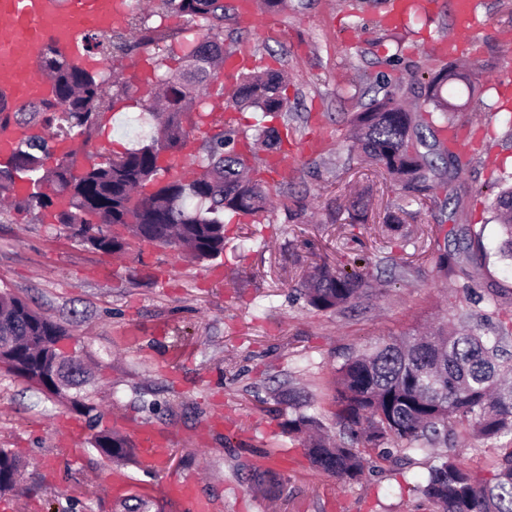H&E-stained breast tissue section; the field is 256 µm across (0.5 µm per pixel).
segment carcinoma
<instances>
[{
  "instance_id": "cac0c4a2",
  "label": "carcinoma",
  "mask_w": 512,
  "mask_h": 512,
  "mask_svg": "<svg viewBox=\"0 0 512 512\" xmlns=\"http://www.w3.org/2000/svg\"><path fill=\"white\" fill-rule=\"evenodd\" d=\"M185 18L186 25L202 26L206 33L186 43L176 68L157 66L145 90L144 110L160 112L157 125L140 147L120 155L92 160L79 175L73 172L74 153L63 154L52 169L44 167L48 154L45 138L32 133L0 164V200L21 209L50 210L58 222L83 229L99 225V237L90 245L104 253L126 252L149 243L178 251L190 250L199 262L214 261L224 254V214L259 218L269 210L261 183L249 177L247 151L224 114L210 109L209 86L224 67V0H162ZM185 29L153 26L138 11H130L126 26L110 32L91 33L92 46L105 58L130 54L148 45L175 43ZM40 72L55 85L54 98L10 106L0 101V129L17 126L29 130L38 122L57 121L55 137L89 140L102 115L128 95L129 85L109 82L96 71L73 67L56 56L51 45L42 49ZM467 80L455 63L440 67L428 81L424 104L447 115L454 108L441 96L442 88ZM285 76L276 70L240 76L231 94L240 108H254L268 115H288L282 89ZM382 97L351 118V137L359 145L363 161L384 169L401 184L404 204L389 213L390 231H400L407 207L437 199L436 191L448 190L444 204L459 201L453 183L467 170L471 158L428 138L423 128L427 117L416 120L399 96L384 83ZM223 124L199 150L190 149V132L184 126ZM254 140L268 151L279 148L281 135L274 126L257 128ZM168 154L170 163H159ZM197 169L188 180L170 173L178 158ZM498 189L490 202L499 221L501 255L512 260V174L498 173L487 189ZM439 271H455L457 258L437 249ZM366 282L357 271L331 270L322 265L301 285L309 306L319 311L337 310L360 299ZM481 315L489 326L484 333L474 315L456 313L448 323L422 336L395 338L362 354L353 355L336 369V425L334 440L316 435L319 422L301 412L284 422L294 438L308 436L303 444L311 465L346 484L365 473V455L404 465L410 453L448 445L458 428L481 440L512 437V357L504 343L512 339V309L493 294ZM65 328L33 310L24 300L0 293V336L14 337L7 353V370L24 378L38 375L44 391L54 393L56 367L49 353L51 336H65ZM89 444L101 457L119 461L127 456V440L111 431H98ZM22 463L9 449L0 448V494L15 489ZM432 512H512V448L491 468L478 472L446 454L435 456L425 483L415 487Z\"/></svg>"
}]
</instances>
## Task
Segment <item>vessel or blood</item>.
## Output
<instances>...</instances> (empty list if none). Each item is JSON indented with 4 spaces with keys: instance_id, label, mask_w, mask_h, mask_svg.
I'll return each instance as SVG.
<instances>
[{
    "instance_id": "vessel-or-blood-1",
    "label": "vessel or blood",
    "mask_w": 512,
    "mask_h": 512,
    "mask_svg": "<svg viewBox=\"0 0 512 512\" xmlns=\"http://www.w3.org/2000/svg\"><path fill=\"white\" fill-rule=\"evenodd\" d=\"M134 5L135 0H0V93L17 103L51 97V81L38 72L42 45L52 42L57 55L70 64L95 68L85 48V35L119 25ZM478 5L479 0H454L455 22L460 30L476 29ZM413 7L425 9V0H390L385 23L401 21ZM135 439L140 467L163 470L171 436L143 425L136 429ZM167 491L189 501L194 512H202L204 505L195 495L194 479H172Z\"/></svg>"
}]
</instances>
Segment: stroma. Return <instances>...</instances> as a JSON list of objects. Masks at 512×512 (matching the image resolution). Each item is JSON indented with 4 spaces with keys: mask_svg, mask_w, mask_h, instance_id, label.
<instances>
[{
    "mask_svg": "<svg viewBox=\"0 0 512 512\" xmlns=\"http://www.w3.org/2000/svg\"><path fill=\"white\" fill-rule=\"evenodd\" d=\"M396 28L381 24L386 0H288L275 30L265 13L253 22H224V47L246 44L262 67L287 72L288 119H274L285 173L268 171L269 153L253 149L250 164L271 195L261 228L227 220L224 256L197 263L169 248L144 244L123 255L97 251L39 210L0 208V292L11 293L65 328L76 355L92 370L78 393L99 418L46 397L0 368V448L23 463L21 486L5 495L8 512H127L144 499L147 512H183L166 486L189 475L212 512H431L416 493L428 457L382 464L355 484L313 469L284 433L290 410L274 390L293 386L302 413L336 433V370L349 354L423 330L498 294L512 308V262L499 254L500 229L486 196L465 200L464 221L480 226L485 261L471 264L469 280L437 271L433 253L453 224L432 203L412 205L403 237L389 238L384 221L402 202L399 186L382 169L361 163L347 137L348 122L379 79L399 85L410 103L435 65L425 50L453 31V0ZM485 29L480 70L473 81L482 105L465 108L458 84L448 99L453 118L472 127L483 147L466 143L472 158L462 181L479 187L494 165L512 170V101L493 83L512 55L501 40L512 32V0H483ZM157 49L117 54L102 75L140 85ZM125 100L109 112L88 142H76V169L94 158L138 147L129 127L140 114ZM369 206L364 223L349 225L347 209L360 191ZM302 201L300 219L289 217ZM327 261L364 273L366 295L340 311L310 307L298 289L314 263ZM220 268L221 279L209 276ZM224 415L229 426L209 428ZM168 432L174 444L160 472L135 457L110 462L91 449L93 429L132 436L135 424ZM512 442L465 438L448 453L486 471ZM268 464L278 483L250 485L253 467Z\"/></svg>",
    "mask_w": 512,
    "mask_h": 512,
    "instance_id": "1",
    "label": "stroma"
}]
</instances>
